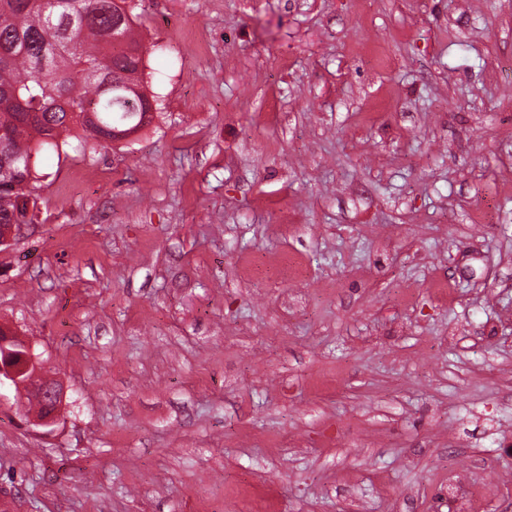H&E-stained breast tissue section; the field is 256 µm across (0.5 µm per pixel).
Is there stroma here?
Returning <instances> with one entry per match:
<instances>
[{
  "label": "stroma",
  "mask_w": 512,
  "mask_h": 512,
  "mask_svg": "<svg viewBox=\"0 0 512 512\" xmlns=\"http://www.w3.org/2000/svg\"><path fill=\"white\" fill-rule=\"evenodd\" d=\"M137 12L160 114L0 247L68 388L0 394V512H512V0Z\"/></svg>",
  "instance_id": "1"
}]
</instances>
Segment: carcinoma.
I'll return each mask as SVG.
<instances>
[{
  "label": "carcinoma",
  "instance_id": "cac0c4a2",
  "mask_svg": "<svg viewBox=\"0 0 512 512\" xmlns=\"http://www.w3.org/2000/svg\"><path fill=\"white\" fill-rule=\"evenodd\" d=\"M136 0H0V227L39 200L42 154L73 129L100 141L150 124Z\"/></svg>",
  "mask_w": 512,
  "mask_h": 512
}]
</instances>
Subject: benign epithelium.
I'll return each mask as SVG.
<instances>
[{
    "label": "benign epithelium",
    "mask_w": 512,
    "mask_h": 512,
    "mask_svg": "<svg viewBox=\"0 0 512 512\" xmlns=\"http://www.w3.org/2000/svg\"><path fill=\"white\" fill-rule=\"evenodd\" d=\"M31 226L28 218H22L19 223L3 228L0 246L10 245L23 234V230ZM12 340L24 348V353L17 355L7 349L0 356V389L24 385L31 392L46 398L55 410L48 414L37 415L32 419V425L41 428H51L61 421V411L58 407L65 404L67 391L63 383L57 379L46 363L34 356L30 344L21 336Z\"/></svg>",
    "instance_id": "1"
}]
</instances>
